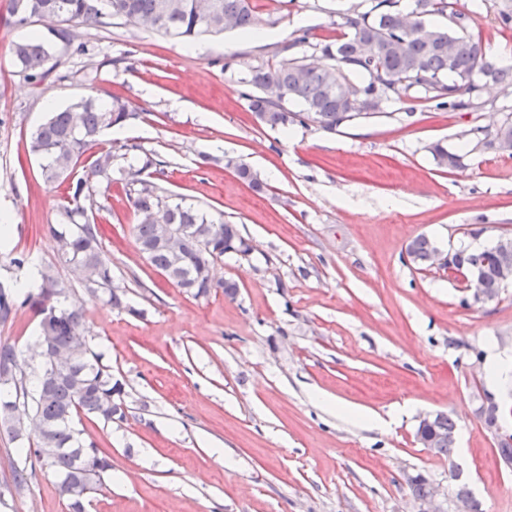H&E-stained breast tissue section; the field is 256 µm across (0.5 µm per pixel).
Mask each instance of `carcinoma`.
<instances>
[{
	"instance_id": "carcinoma-1",
	"label": "carcinoma",
	"mask_w": 512,
	"mask_h": 512,
	"mask_svg": "<svg viewBox=\"0 0 512 512\" xmlns=\"http://www.w3.org/2000/svg\"><path fill=\"white\" fill-rule=\"evenodd\" d=\"M448 0H361L341 16L347 32L321 47L330 65L311 67L291 50L305 42L300 37L285 42L275 50L279 61L252 65L242 82L257 90L247 95L250 110L266 126L286 128L290 124L317 123L325 131L341 126L343 115L360 116L351 110L348 91L343 84L352 83L356 74L361 81L355 86L366 93L374 92L375 81L386 78L389 92L381 104L400 100L413 93L438 107L466 109L477 106L478 94L486 83L512 88V68L497 67L486 61L480 38L457 27L454 21L464 13L448 10ZM415 15V25L424 32L409 29L404 16ZM447 16L446 28L433 26L429 18ZM11 16L17 26L52 18V37L81 53L84 45H73L71 27L109 25L112 19L189 44L201 34L219 35L227 30L250 31L255 24L251 0H12ZM375 44V54L358 59L360 42ZM454 46L448 56V45ZM12 54L20 72L30 82L41 85L54 67L50 66L52 45L41 37L22 38L12 45ZM296 102L303 110L292 112L288 103ZM136 115L127 102L114 98L104 101L98 96L81 98L68 108L51 111L30 140V151L40 161L43 183L52 188L65 187L68 205L66 224H55L51 233L57 241L60 263L75 274L83 294L101 300L113 308H128L125 289L112 287V261L103 250L98 226L90 212L96 205L95 193L106 194L112 184H123L126 196L137 216L133 235L139 250L150 264L177 287L195 297L221 291L233 298L238 285L232 280L217 279L213 269L228 252L251 251L235 224L217 221L203 209L175 201L157 185L141 178L152 167L162 165L154 155L144 154L140 168H115V161L125 157L135 146L120 145L92 152L103 132L127 122ZM487 147L493 148L503 137L512 138V113L496 130L487 132ZM437 165L454 168L462 155L437 143L430 148ZM90 163L83 174L76 168L84 156ZM180 230L185 244L174 250L167 245L168 229ZM436 244L425 235L412 240L407 251L412 263L427 264ZM459 263L467 270L480 272L487 298L492 300L504 288L492 248L458 250ZM68 286L53 267L36 269L33 290L18 301L19 285L0 281V321L6 322L21 307H29L49 323L50 332L39 329L30 357L8 343H0V427L13 440L24 434L19 428L40 422L37 441L26 448L24 463L7 457L12 472L10 491L20 492L36 477V468L51 471L61 493L68 497L72 512H84V499L69 495V480L76 476L79 461L71 448H91L101 460H107L97 444L83 438L75 420L85 416L105 425L127 420L125 388L112 380V372L102 363L86 338L83 307L66 303ZM33 365L35 379L28 378L24 367ZM422 437L438 436L439 455L451 457L456 444V423L439 413L430 423L417 428Z\"/></svg>"
}]
</instances>
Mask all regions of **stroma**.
I'll list each match as a JSON object with an SVG mask.
<instances>
[{
	"label": "stroma",
	"instance_id": "stroma-1",
	"mask_svg": "<svg viewBox=\"0 0 512 512\" xmlns=\"http://www.w3.org/2000/svg\"><path fill=\"white\" fill-rule=\"evenodd\" d=\"M10 2L0 0V215L12 250H0V280L29 283L31 268L12 255L30 252L79 293L48 230L63 223L65 200L43 185L29 145L49 106L94 92L137 113L106 141L158 155L166 166L147 180L237 225L253 245L215 265L237 283L235 298H196L139 252L124 190L98 196L100 240L130 307L83 308L129 418L82 421L112 464L85 512H416L407 484L416 473L442 492L466 483L481 512H512V469L480 417L490 399L512 425L507 395L486 373L489 349L512 357V284L479 301L446 271L405 257L420 235L471 249L512 237V157L460 139L494 129L512 112V93L491 84L474 109L405 98L333 132L312 122L273 130L248 107V66L300 36L297 56L322 62L319 47L342 34L350 0H252L263 37L233 32L190 49L119 20L85 28L87 54L56 45L58 76L39 86L11 48L49 31L12 26ZM453 2L475 12L470 31L491 61L512 65L502 0L478 11L473 0ZM438 141L462 155L461 167L436 165L429 147ZM213 155L249 165L263 191ZM435 411L458 427L449 460L416 439L420 416ZM0 512L70 508L43 471L1 499Z\"/></svg>",
	"mask_w": 512,
	"mask_h": 512
}]
</instances>
